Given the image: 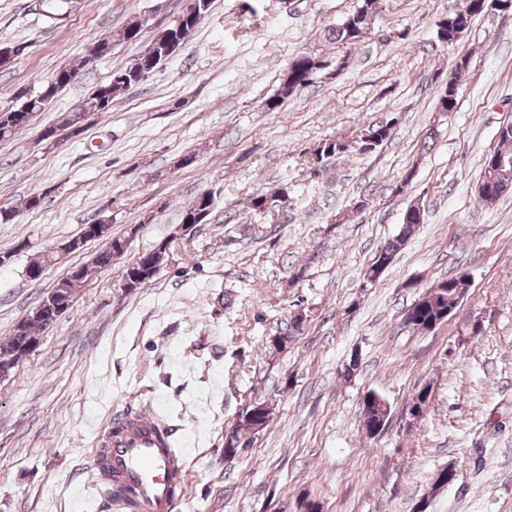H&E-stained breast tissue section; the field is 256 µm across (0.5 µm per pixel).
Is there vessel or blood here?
<instances>
[{"label": "vessel or blood", "mask_w": 512, "mask_h": 512, "mask_svg": "<svg viewBox=\"0 0 512 512\" xmlns=\"http://www.w3.org/2000/svg\"><path fill=\"white\" fill-rule=\"evenodd\" d=\"M89 465L132 512H177L188 487L184 456L167 446L151 413L118 412L91 450Z\"/></svg>", "instance_id": "1"}]
</instances>
